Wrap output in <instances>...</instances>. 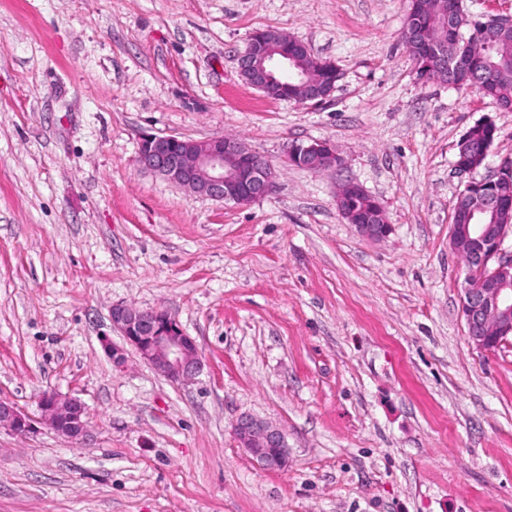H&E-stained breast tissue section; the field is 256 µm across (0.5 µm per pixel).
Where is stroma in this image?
Here are the masks:
<instances>
[{
  "mask_svg": "<svg viewBox=\"0 0 512 512\" xmlns=\"http://www.w3.org/2000/svg\"><path fill=\"white\" fill-rule=\"evenodd\" d=\"M408 0H0V397L80 399L72 442L0 432V512H512V341L467 335L449 246L465 185L512 158V112L417 81ZM273 29L340 72L322 104L274 100L237 58ZM487 119L486 167L456 144ZM144 133L236 136L279 166L246 206L135 163ZM328 140L341 168L283 165ZM353 181L392 232L336 208ZM162 307L204 363L174 383L110 309ZM122 348L113 363L108 346ZM281 427L287 467L239 447ZM344 186L339 190L336 195V207L342 218L348 224H351L363 236L372 240H382L389 236L392 227L387 223L386 217L382 212V206L377 203V208H374L362 220L356 218L354 213L348 206L347 196L350 200L352 208L357 213H363L375 206L372 199L362 194L349 191L346 195ZM234 437L261 466L278 470L288 465L290 448L282 430L252 416H241L233 425Z\"/></svg>",
  "mask_w": 512,
  "mask_h": 512,
  "instance_id": "stroma-1",
  "label": "stroma"
}]
</instances>
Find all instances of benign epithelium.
Here are the masks:
<instances>
[{
    "label": "benign epithelium",
    "instance_id": "benign-epithelium-1",
    "mask_svg": "<svg viewBox=\"0 0 512 512\" xmlns=\"http://www.w3.org/2000/svg\"><path fill=\"white\" fill-rule=\"evenodd\" d=\"M287 48L309 51L303 42L282 34L267 48L249 41L238 58L240 76L272 97L280 92L281 76L291 70L304 90L300 101L320 103L328 99L334 89L327 88L320 76L322 65L315 63L301 71L297 56L286 53ZM135 163L179 188L235 205L271 196L279 178V170L270 160L258 158L242 141L228 136L194 140L146 134L140 139ZM284 163L319 172L341 166L342 158L335 145L324 140L290 146ZM456 206L465 208L474 219L471 224H452L449 231L451 249L465 268L461 314L471 344L480 351H491L512 339V254L502 248L506 232L512 230V201L470 191L460 194ZM336 207L347 223L369 239L382 240L392 231L380 205L360 220L351 212L341 189ZM111 320L140 358L170 381L188 382L201 373L203 361L196 340L167 310L114 304ZM89 427L87 409L75 397L57 392L41 395L36 415L0 398V430L17 436L46 428L79 441L87 436ZM233 433L238 445L264 468L278 470L288 465L290 448L280 428L245 415L235 421Z\"/></svg>",
    "mask_w": 512,
    "mask_h": 512
}]
</instances>
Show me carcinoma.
Returning a JSON list of instances; mask_svg holds the SVG:
<instances>
[{
	"mask_svg": "<svg viewBox=\"0 0 512 512\" xmlns=\"http://www.w3.org/2000/svg\"><path fill=\"white\" fill-rule=\"evenodd\" d=\"M448 0H410L401 40L412 57L415 72L456 88L473 89L512 111V29L493 32V41L463 7H458L454 26L459 43L448 40L442 52L436 39L444 35L440 19ZM497 129L487 120L471 125L457 144L456 162L476 169L483 165L482 149L493 143ZM482 190L512 196V171L485 184Z\"/></svg>",
	"mask_w": 512,
	"mask_h": 512,
	"instance_id": "obj_1",
	"label": "carcinoma"
}]
</instances>
